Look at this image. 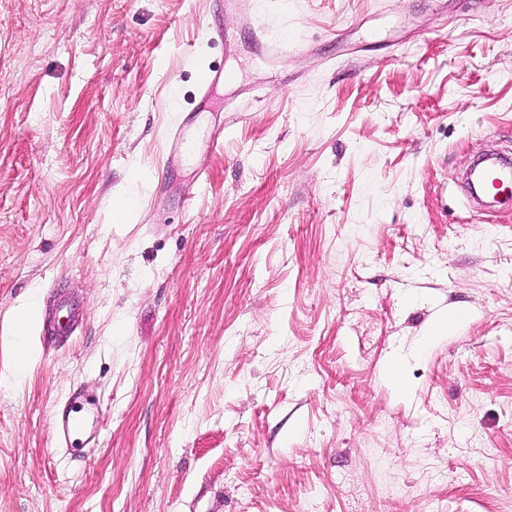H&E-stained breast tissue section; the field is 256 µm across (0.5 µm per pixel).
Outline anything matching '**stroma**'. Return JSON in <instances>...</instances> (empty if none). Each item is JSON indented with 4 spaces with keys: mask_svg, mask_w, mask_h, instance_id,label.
Segmentation results:
<instances>
[{
    "mask_svg": "<svg viewBox=\"0 0 512 512\" xmlns=\"http://www.w3.org/2000/svg\"><path fill=\"white\" fill-rule=\"evenodd\" d=\"M253 3L227 48L214 0H0V368L29 289L80 313L0 390V512H512V203L461 187L512 156V0ZM210 63L208 179L160 183ZM50 428L59 448H93L100 439L98 401L83 388L73 389L56 409Z\"/></svg>",
    "mask_w": 512,
    "mask_h": 512,
    "instance_id": "obj_1",
    "label": "stroma"
}]
</instances>
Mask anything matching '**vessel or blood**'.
I'll return each mask as SVG.
<instances>
[{
  "label": "vessel or blood",
  "mask_w": 512,
  "mask_h": 512,
  "mask_svg": "<svg viewBox=\"0 0 512 512\" xmlns=\"http://www.w3.org/2000/svg\"><path fill=\"white\" fill-rule=\"evenodd\" d=\"M236 74L230 68L210 67L198 76L199 99L207 101L211 90L218 85L232 84ZM194 112H187L185 125L179 126L169 137L171 154L192 165L197 179L206 180L210 147L218 145L224 136L223 128L210 131L207 146H200L191 138L187 124L193 121ZM477 180L489 191L512 189V162L496 158L484 160L477 171ZM54 314L45 327L44 334L51 341L67 340L74 332L72 304L65 298L53 300ZM52 435L59 447L66 449L91 448L100 439V411L96 398L84 389H73L63 405L59 406L50 425Z\"/></svg>",
  "instance_id": "vessel-or-blood-1"
}]
</instances>
